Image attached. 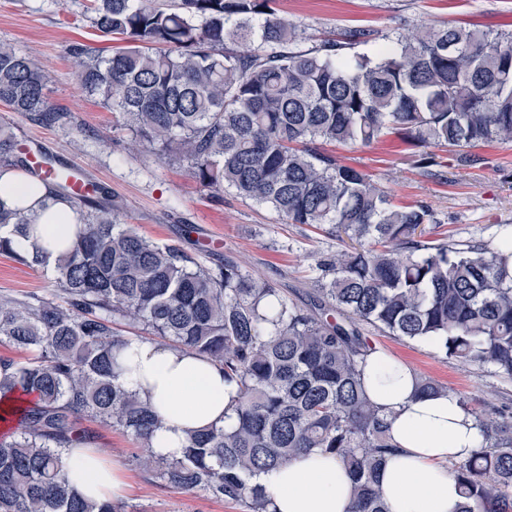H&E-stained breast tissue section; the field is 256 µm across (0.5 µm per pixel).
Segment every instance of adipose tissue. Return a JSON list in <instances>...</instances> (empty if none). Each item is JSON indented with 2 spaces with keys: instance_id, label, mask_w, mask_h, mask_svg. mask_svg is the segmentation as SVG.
<instances>
[{
  "instance_id": "obj_1",
  "label": "adipose tissue",
  "mask_w": 512,
  "mask_h": 512,
  "mask_svg": "<svg viewBox=\"0 0 512 512\" xmlns=\"http://www.w3.org/2000/svg\"><path fill=\"white\" fill-rule=\"evenodd\" d=\"M0 203L25 209L51 261L80 225L79 212L57 200L50 185L8 168L0 170ZM122 356L120 382L147 401L160 420L150 456L180 457L192 432L212 424L234 425L238 387L226 382L223 369L206 357L134 336ZM362 372L369 398L393 414L395 451L380 473L389 512H458L463 498L448 463L476 449L480 432L473 416L453 392L418 395L415 373L384 354L366 356ZM62 465L70 483L91 500L114 502L126 494L121 465L98 448L64 449ZM258 481L276 512H348L352 501L347 472L334 454L318 449L261 474Z\"/></svg>"
}]
</instances>
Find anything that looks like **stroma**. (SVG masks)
<instances>
[{"label": "stroma", "mask_w": 512, "mask_h": 512, "mask_svg": "<svg viewBox=\"0 0 512 512\" xmlns=\"http://www.w3.org/2000/svg\"><path fill=\"white\" fill-rule=\"evenodd\" d=\"M88 4L0 0V42L12 44L49 71L46 98L67 115L49 126L0 104V125L10 126L18 146L28 151L56 146L71 155L95 187L107 191L119 223L160 244L181 241L206 267L233 257L243 272L273 282L289 301L308 304L317 260L341 250L342 242L325 229L286 223L230 189L201 186L187 163L162 162L146 148H132L128 131L115 124L111 108L83 89L76 77L74 46L117 45L93 25ZM277 8L304 30L305 49L351 26L403 33L421 25L462 24L512 32V0H278ZM331 151L342 163L372 175L395 203L428 206L434 238L493 244L502 231L512 230V142L478 147L480 164L457 167L440 177L417 168L412 147L396 134L367 147L335 145ZM51 289L40 270L0 255V297L24 299ZM360 329L372 350L465 397L474 413L512 422V380L369 324ZM82 425L93 432L95 447L125 471L128 492L120 502L122 512H248L240 502L171 487L149 464L145 448L119 428L88 418Z\"/></svg>", "instance_id": "stroma-1"}]
</instances>
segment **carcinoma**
Masks as SVG:
<instances>
[{
	"instance_id": "cac0c4a2",
	"label": "carcinoma",
	"mask_w": 512,
	"mask_h": 512,
	"mask_svg": "<svg viewBox=\"0 0 512 512\" xmlns=\"http://www.w3.org/2000/svg\"><path fill=\"white\" fill-rule=\"evenodd\" d=\"M92 21L127 46L110 55L77 48L78 79L103 97L159 159L189 164L197 182L230 188L290 224L329 225L351 241L317 260L316 300L305 309L230 258L202 266L178 243L158 244L116 223L108 199L51 267L32 246L23 212L0 207V254L52 274L53 293L0 298V342L35 353L0 357V512H118L91 503L62 475V449L91 445L79 417L102 419L149 447L158 419L118 379L128 318L175 347L195 351L237 383L236 423L192 435L181 457L154 465L172 487L206 490L272 512L256 481L314 448L336 455L354 483L350 512H388L379 475L393 451L385 410L366 396L361 364L371 348L357 322L433 345L449 359L512 377V246L422 239L425 205L398 206L371 175L320 145L369 146L389 133L422 149L428 175L443 166L424 151L458 148L474 166L478 144L512 142V33L420 26L391 36L362 26L298 49L303 33L277 0H90ZM234 47H225L226 42ZM50 75L0 43V103L55 124ZM0 127V160L29 169ZM71 174L41 180L82 208ZM481 440L452 473L459 512H512V425L475 415Z\"/></svg>"
}]
</instances>
